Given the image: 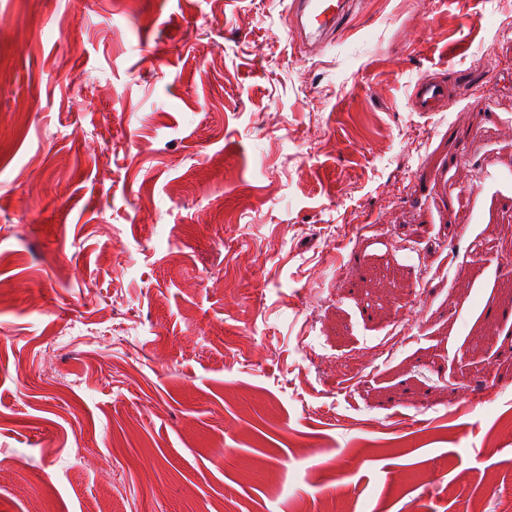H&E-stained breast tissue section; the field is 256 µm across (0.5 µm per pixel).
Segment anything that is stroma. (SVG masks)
<instances>
[{
  "label": "stroma",
  "instance_id": "stroma-1",
  "mask_svg": "<svg viewBox=\"0 0 512 512\" xmlns=\"http://www.w3.org/2000/svg\"><path fill=\"white\" fill-rule=\"evenodd\" d=\"M289 6L0 0V512L512 499V0ZM300 29L309 30V50L320 53L327 46V36L349 14V0H291ZM448 100V84L434 78H420L414 86L413 107L416 112H436Z\"/></svg>",
  "mask_w": 512,
  "mask_h": 512
}]
</instances>
